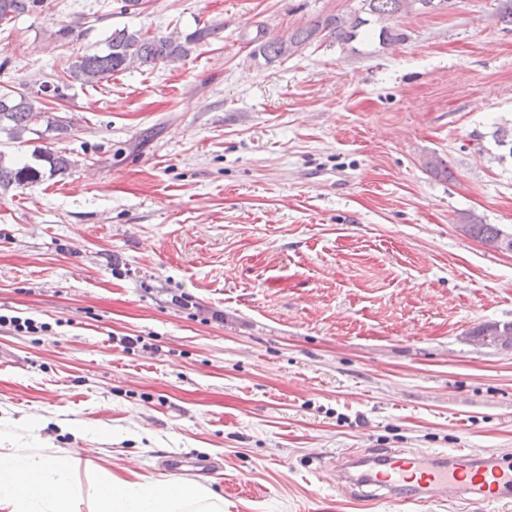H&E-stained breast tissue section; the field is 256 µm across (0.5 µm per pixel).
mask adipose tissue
Returning <instances> with one entry per match:
<instances>
[{
    "instance_id": "ef3b65f1",
    "label": "adipose tissue",
    "mask_w": 512,
    "mask_h": 512,
    "mask_svg": "<svg viewBox=\"0 0 512 512\" xmlns=\"http://www.w3.org/2000/svg\"><path fill=\"white\" fill-rule=\"evenodd\" d=\"M204 498L200 488L174 478L151 483L110 475L86 501L70 459L0 456V512H184Z\"/></svg>"
}]
</instances>
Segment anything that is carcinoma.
<instances>
[{
	"label": "carcinoma",
	"instance_id": "cac0c4a2",
	"mask_svg": "<svg viewBox=\"0 0 512 512\" xmlns=\"http://www.w3.org/2000/svg\"><path fill=\"white\" fill-rule=\"evenodd\" d=\"M361 10L368 14L364 18L359 14L351 18L333 16L294 31L286 39L266 40L259 43L253 55H260L267 60L286 58L301 46L308 43L323 31H328L336 41L346 44L359 34V30L372 23L393 19L415 8L419 11L440 9L447 0H361ZM44 3V0H0V25H9L14 18L30 13ZM215 27H202L181 36L172 33L167 36L152 35L141 30L131 31L128 27L116 28L107 37L105 49L84 54L65 69V79L82 86H94L113 75L124 72L138 65L154 67L159 63L176 64L185 60L194 46L214 35ZM47 107L43 98L27 94L17 95L11 89L0 88V132H5L9 139L23 143L25 135L35 132L32 124L45 117ZM38 161L48 163L49 169H41L24 164L18 166L0 152V188L22 187L34 182L63 175L71 169V160L62 154L48 151L33 152ZM467 232L482 243L507 236L494 224L475 223L468 226Z\"/></svg>",
	"mask_w": 512,
	"mask_h": 512
}]
</instances>
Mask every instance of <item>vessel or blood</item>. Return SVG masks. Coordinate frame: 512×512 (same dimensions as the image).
Segmentation results:
<instances>
[{"mask_svg":"<svg viewBox=\"0 0 512 512\" xmlns=\"http://www.w3.org/2000/svg\"><path fill=\"white\" fill-rule=\"evenodd\" d=\"M168 466L182 475L217 473L207 459L174 457ZM336 486L347 496L364 487L369 497L417 506L474 496L489 504H508L512 503V462L482 448L449 455L376 453L366 448L337 463Z\"/></svg>","mask_w":512,"mask_h":512,"instance_id":"obj_1","label":"vessel or blood"}]
</instances>
